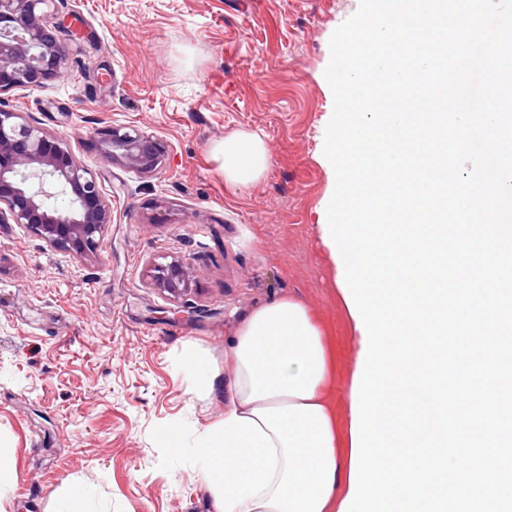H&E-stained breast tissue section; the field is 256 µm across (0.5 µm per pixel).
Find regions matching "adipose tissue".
<instances>
[{
    "instance_id": "1",
    "label": "adipose tissue",
    "mask_w": 512,
    "mask_h": 512,
    "mask_svg": "<svg viewBox=\"0 0 512 512\" xmlns=\"http://www.w3.org/2000/svg\"><path fill=\"white\" fill-rule=\"evenodd\" d=\"M224 180H259L267 150L256 134L216 146ZM234 366L223 421L201 435L202 478L223 512H338L349 490L351 439L330 404L331 355L308 309L279 298L251 310L224 349Z\"/></svg>"
}]
</instances>
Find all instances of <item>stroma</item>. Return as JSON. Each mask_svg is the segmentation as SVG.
<instances>
[{
    "instance_id": "1",
    "label": "stroma",
    "mask_w": 512,
    "mask_h": 512,
    "mask_svg": "<svg viewBox=\"0 0 512 512\" xmlns=\"http://www.w3.org/2000/svg\"><path fill=\"white\" fill-rule=\"evenodd\" d=\"M359 0H58L68 68L41 89L0 95L64 135L112 205L102 250H54L0 224V512H59L83 490L91 512H222L199 478L198 437L224 418V347L242 317L280 297L304 303L336 356L347 421L353 323L321 240L335 181L324 159L334 109L330 39ZM161 139L145 176L108 161L98 130ZM259 135L268 168L231 187L212 156ZM190 262L175 299L156 264ZM204 358L207 380L187 351Z\"/></svg>"
}]
</instances>
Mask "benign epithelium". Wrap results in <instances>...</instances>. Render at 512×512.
Returning a JSON list of instances; mask_svg holds the SVG:
<instances>
[{"instance_id": "benign-epithelium-1", "label": "benign epithelium", "mask_w": 512, "mask_h": 512, "mask_svg": "<svg viewBox=\"0 0 512 512\" xmlns=\"http://www.w3.org/2000/svg\"><path fill=\"white\" fill-rule=\"evenodd\" d=\"M56 0H0V94L43 88L68 65L58 33L66 28L55 13ZM103 155L142 175H152L164 159L154 136L126 127L99 132ZM69 197L60 211L47 205L49 190ZM19 224L50 248L79 255L102 248L112 223V205L84 162L66 140L51 135L21 112L0 108V223ZM193 283L182 259L157 267L155 284L179 298Z\"/></svg>"}]
</instances>
